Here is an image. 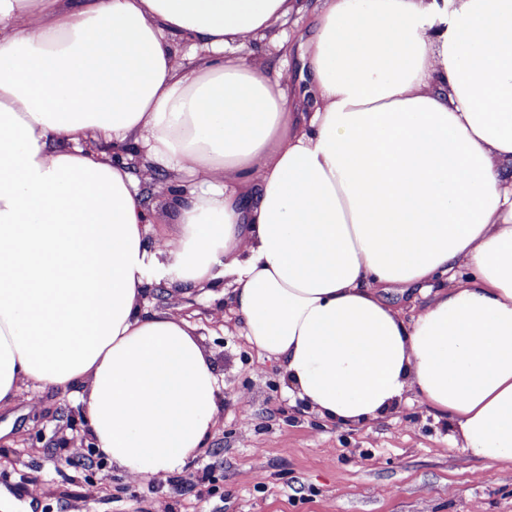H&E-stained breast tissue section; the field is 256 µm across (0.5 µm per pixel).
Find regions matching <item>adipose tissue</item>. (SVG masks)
<instances>
[{
  "label": "adipose tissue",
  "mask_w": 512,
  "mask_h": 512,
  "mask_svg": "<svg viewBox=\"0 0 512 512\" xmlns=\"http://www.w3.org/2000/svg\"><path fill=\"white\" fill-rule=\"evenodd\" d=\"M298 14L308 112L290 70L222 55ZM162 170L179 234L152 241ZM226 277L248 344L325 420L412 392L512 463V0H0V403L76 389L98 455L183 471L222 393L147 289ZM383 299L390 305L407 310L414 304L422 301L418 293H414L413 289H404L400 286H391L381 292ZM417 297V301L414 298Z\"/></svg>",
  "instance_id": "obj_1"
}]
</instances>
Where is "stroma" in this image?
Segmentation results:
<instances>
[{"label":"stroma","instance_id":"obj_1","mask_svg":"<svg viewBox=\"0 0 512 512\" xmlns=\"http://www.w3.org/2000/svg\"><path fill=\"white\" fill-rule=\"evenodd\" d=\"M312 34L297 15L257 35L246 56L268 75L300 71ZM168 174L150 195V238L174 235ZM180 307L224 383L222 410L198 455L196 480L156 484L72 446L85 437L75 390L47 386L0 405V496L9 512H512V464L492 468L458 448L445 421L410 401L371 426H340L295 404L280 364L260 356L224 302L202 294L151 298Z\"/></svg>","mask_w":512,"mask_h":512}]
</instances>
